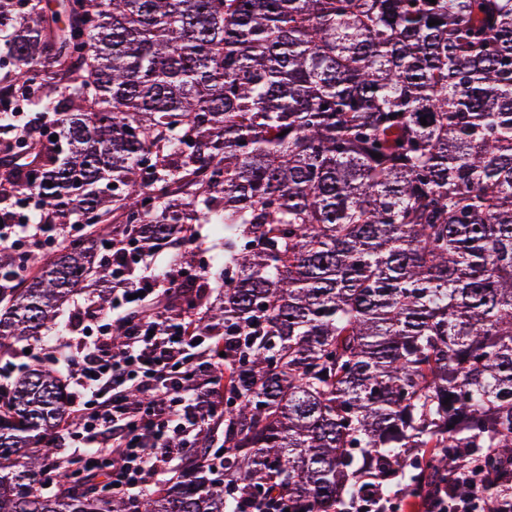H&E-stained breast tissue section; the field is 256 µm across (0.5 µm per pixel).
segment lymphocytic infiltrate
I'll return each instance as SVG.
<instances>
[{
    "label": "lymphocytic infiltrate",
    "instance_id": "1",
    "mask_svg": "<svg viewBox=\"0 0 512 512\" xmlns=\"http://www.w3.org/2000/svg\"><path fill=\"white\" fill-rule=\"evenodd\" d=\"M52 224H1L0 258L30 245L54 248ZM127 250L112 254V296L107 312L97 313L91 336H66L49 355L51 364L75 368L71 421L65 456L52 459L48 472L89 476L107 472L113 494L132 499L154 493L172 463L192 448L204 426L205 411L221 413L217 387H199L204 372L213 370L210 354L218 339L201 336L194 321L169 307L144 314L146 303L176 292L186 278H202L203 270L187 268L164 275L144 267L129 284ZM123 341L114 344L113 330ZM144 400L131 402V392ZM409 512H512V496L487 500L481 487L461 497L440 487L438 492L408 503Z\"/></svg>",
    "mask_w": 512,
    "mask_h": 512
}]
</instances>
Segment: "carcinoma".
Masks as SVG:
<instances>
[{
    "mask_svg": "<svg viewBox=\"0 0 512 512\" xmlns=\"http://www.w3.org/2000/svg\"><path fill=\"white\" fill-rule=\"evenodd\" d=\"M6 63L0 181L62 232L0 267V351L112 286L102 245L190 267L210 224L224 302L189 282L184 311L230 338L231 401L223 471L205 448L139 500L45 495L70 412L40 362L0 386V512L512 493V0H0ZM196 229L198 231L200 238L199 245H201L200 252L197 255V260L199 254L200 257L205 256L207 258H210V262L208 265L209 267L210 264L212 263V258L215 255L222 254V252H224V234L220 236L213 235L210 231V226L208 224H199V226H196Z\"/></svg>",
    "mask_w": 512,
    "mask_h": 512,
    "instance_id": "1",
    "label": "carcinoma"
}]
</instances>
